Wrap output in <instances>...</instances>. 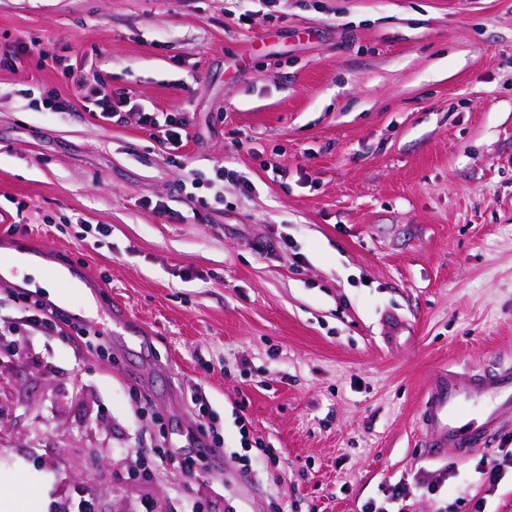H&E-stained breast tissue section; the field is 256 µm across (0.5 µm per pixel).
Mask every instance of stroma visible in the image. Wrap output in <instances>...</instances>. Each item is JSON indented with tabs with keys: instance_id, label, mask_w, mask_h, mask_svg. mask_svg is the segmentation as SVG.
I'll use <instances>...</instances> for the list:
<instances>
[{
	"instance_id": "stroma-1",
	"label": "stroma",
	"mask_w": 512,
	"mask_h": 512,
	"mask_svg": "<svg viewBox=\"0 0 512 512\" xmlns=\"http://www.w3.org/2000/svg\"><path fill=\"white\" fill-rule=\"evenodd\" d=\"M16 45L0 237L105 284L59 286L96 343L0 334V467L23 461L47 512L83 487L98 512H362L443 475L448 512H512V469L476 472L512 423L463 458L419 447L436 374L512 364V0H0ZM141 111L185 114L177 155ZM117 300L144 344L114 331ZM389 315L409 338L385 341ZM67 74L69 77L73 78L74 85L77 87L79 94L82 95L84 99V107L88 112L92 114V116L97 117L105 122H111L112 117L115 116V107L112 103V96L106 92H101L99 89H94L89 92H82L85 84L84 80L81 78L80 74H75V69L78 68L73 67V65L67 66Z\"/></svg>"
}]
</instances>
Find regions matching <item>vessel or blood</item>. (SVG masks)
<instances>
[{
  "instance_id": "obj_1",
  "label": "vessel or blood",
  "mask_w": 512,
  "mask_h": 512,
  "mask_svg": "<svg viewBox=\"0 0 512 512\" xmlns=\"http://www.w3.org/2000/svg\"><path fill=\"white\" fill-rule=\"evenodd\" d=\"M43 268L90 293L104 284L86 270L59 264L53 250L26 238L0 240V283L28 288L21 273ZM123 335L140 339L143 325L121 306L107 312ZM512 422V365L489 371H454L437 375L430 383L421 413L425 458L438 460L448 452L463 457L489 444L498 429Z\"/></svg>"
}]
</instances>
